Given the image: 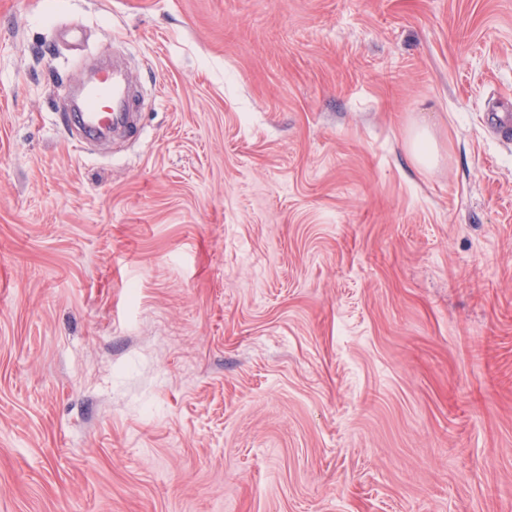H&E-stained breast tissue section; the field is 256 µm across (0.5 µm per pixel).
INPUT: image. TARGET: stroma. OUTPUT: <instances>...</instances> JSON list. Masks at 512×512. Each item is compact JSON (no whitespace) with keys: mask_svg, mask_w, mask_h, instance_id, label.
<instances>
[{"mask_svg":"<svg viewBox=\"0 0 512 512\" xmlns=\"http://www.w3.org/2000/svg\"><path fill=\"white\" fill-rule=\"evenodd\" d=\"M503 103L512 0H0V512H512ZM106 69V79L91 77L81 84L78 109L69 110L73 117L72 127L83 142L103 140L112 130L128 125L134 79L120 65ZM411 157L419 164L428 165L432 159L430 139L427 130L422 127H415L409 132L407 141Z\"/></svg>","mask_w":512,"mask_h":512,"instance_id":"stroma-1","label":"stroma"}]
</instances>
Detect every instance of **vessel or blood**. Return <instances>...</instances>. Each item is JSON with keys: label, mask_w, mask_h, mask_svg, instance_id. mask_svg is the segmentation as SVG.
I'll list each match as a JSON object with an SVG mask.
<instances>
[{"label": "vessel or blood", "mask_w": 512, "mask_h": 512, "mask_svg": "<svg viewBox=\"0 0 512 512\" xmlns=\"http://www.w3.org/2000/svg\"><path fill=\"white\" fill-rule=\"evenodd\" d=\"M134 79L122 66L109 69L106 78H90L81 85L73 127L81 141L97 142L112 130L127 126Z\"/></svg>", "instance_id": "obj_1"}]
</instances>
